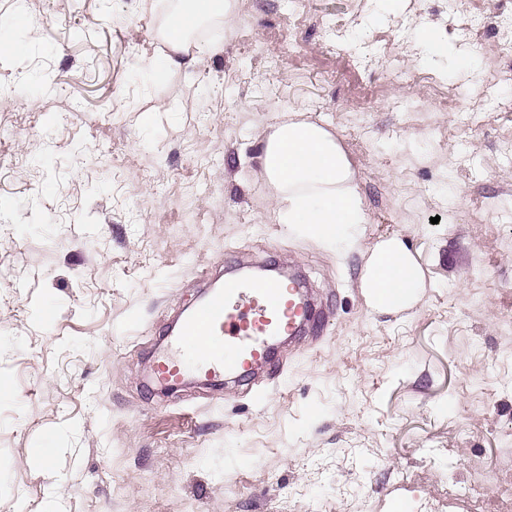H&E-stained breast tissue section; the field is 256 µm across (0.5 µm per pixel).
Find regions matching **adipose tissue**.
<instances>
[{
  "label": "adipose tissue",
  "mask_w": 512,
  "mask_h": 512,
  "mask_svg": "<svg viewBox=\"0 0 512 512\" xmlns=\"http://www.w3.org/2000/svg\"><path fill=\"white\" fill-rule=\"evenodd\" d=\"M259 160L274 191L277 223L299 225L327 244L355 242L366 212L355 171L331 132L300 116L284 119L265 137ZM361 286L374 308L399 310L414 300L422 273L403 242L392 238L371 251Z\"/></svg>",
  "instance_id": "ef3b65f1"
}]
</instances>
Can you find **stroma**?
Segmentation results:
<instances>
[{"instance_id":"1","label":"stroma","mask_w":512,"mask_h":512,"mask_svg":"<svg viewBox=\"0 0 512 512\" xmlns=\"http://www.w3.org/2000/svg\"><path fill=\"white\" fill-rule=\"evenodd\" d=\"M173 9L0 0V512H512V0H232L154 72ZM292 112L358 174L354 248L272 218ZM390 238L423 286L386 312ZM271 261L309 335L249 387L149 377L207 281ZM370 304L378 310H400L422 288V273L412 254L399 239L377 244L365 264L361 281Z\"/></svg>"}]
</instances>
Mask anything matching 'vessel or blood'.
I'll return each instance as SVG.
<instances>
[{
    "instance_id": "obj_1",
    "label": "vessel or blood",
    "mask_w": 512,
    "mask_h": 512,
    "mask_svg": "<svg viewBox=\"0 0 512 512\" xmlns=\"http://www.w3.org/2000/svg\"><path fill=\"white\" fill-rule=\"evenodd\" d=\"M312 315L295 280L228 275L171 331V352L157 360L155 376L168 386L190 371L206 380L245 379L270 363L275 344L303 332ZM199 331L206 338L201 346L194 343Z\"/></svg>"
}]
</instances>
